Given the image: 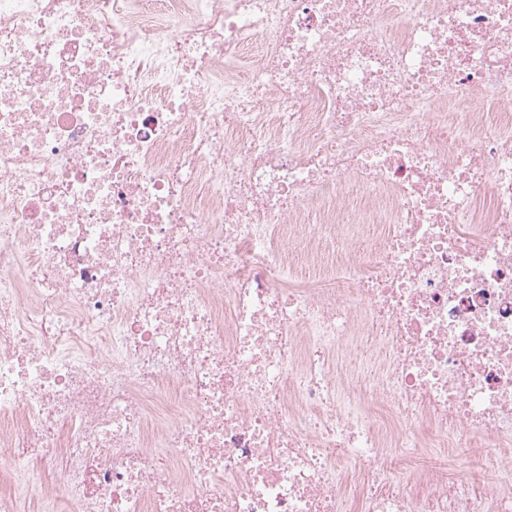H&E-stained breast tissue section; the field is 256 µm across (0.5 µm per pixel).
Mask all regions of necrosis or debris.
<instances>
[{"label": "necrosis or debris", "mask_w": 512, "mask_h": 512, "mask_svg": "<svg viewBox=\"0 0 512 512\" xmlns=\"http://www.w3.org/2000/svg\"><path fill=\"white\" fill-rule=\"evenodd\" d=\"M0 454V512H512V0H0Z\"/></svg>", "instance_id": "obj_1"}]
</instances>
